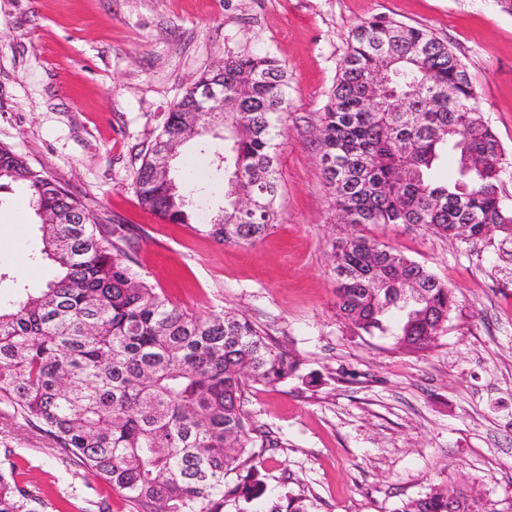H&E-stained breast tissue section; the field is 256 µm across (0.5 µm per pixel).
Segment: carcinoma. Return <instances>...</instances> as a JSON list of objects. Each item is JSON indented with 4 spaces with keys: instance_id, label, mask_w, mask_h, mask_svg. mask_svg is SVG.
Returning <instances> with one entry per match:
<instances>
[{
    "instance_id": "cac0c4a2",
    "label": "carcinoma",
    "mask_w": 512,
    "mask_h": 512,
    "mask_svg": "<svg viewBox=\"0 0 512 512\" xmlns=\"http://www.w3.org/2000/svg\"><path fill=\"white\" fill-rule=\"evenodd\" d=\"M390 67L385 98L374 79ZM211 78L203 73L174 104L135 176L140 203L172 224L196 219L189 168L154 170L159 145L180 148L189 122L224 132V208L207 233L253 245L276 223L277 153L286 135L288 82L269 55L224 60L226 112H183ZM320 163L346 224L422 226L462 243L497 230L512 238L500 187L512 173L484 119L466 65L426 28L386 16L357 24L317 126ZM454 152L457 175H438ZM25 188L39 219L37 258L55 276L0 302V400L55 447L104 480L134 512H226L266 493L263 455L277 445L244 409L256 385L296 365L262 330L232 311L205 316L173 304L134 269L140 234L88 211L59 181L0 145V182ZM467 226L466 234L459 228ZM336 309L343 323L430 350L457 308L426 266L364 235L335 247ZM236 481L226 487V479ZM266 512H306L285 496ZM38 498L0 469V512H39ZM395 512H501L464 483L434 486Z\"/></svg>"
}]
</instances>
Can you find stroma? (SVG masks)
I'll use <instances>...</instances> for the list:
<instances>
[{"label": "stroma", "instance_id": "stroma-1", "mask_svg": "<svg viewBox=\"0 0 512 512\" xmlns=\"http://www.w3.org/2000/svg\"><path fill=\"white\" fill-rule=\"evenodd\" d=\"M387 15L432 31L466 64L481 109L512 162V15L494 0H0V143L91 210L144 229L136 271L174 304L246 314L298 370L255 386L246 409L278 440L267 494L307 512H396L454 480L500 512L512 507V242L474 244L419 227L366 235L431 269L458 308L438 343L409 354L355 335L336 315L333 247L353 232L336 214L315 128L351 29ZM270 55L288 72L277 221L252 246L224 245L143 209L135 175L165 115L230 56ZM222 138H195L210 211L224 205ZM25 192L0 188V272L42 288L55 270ZM0 460L42 512H132L0 400Z\"/></svg>", "mask_w": 512, "mask_h": 512}]
</instances>
